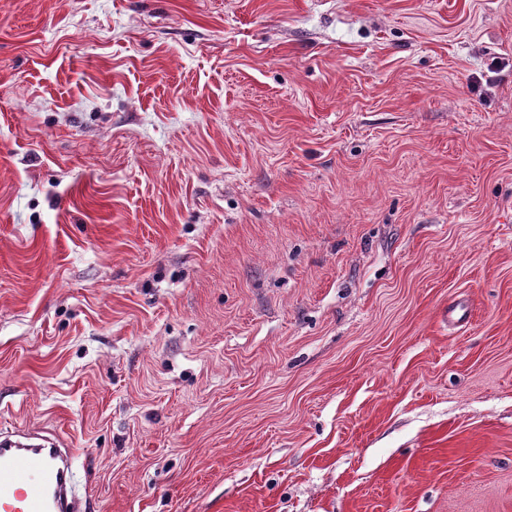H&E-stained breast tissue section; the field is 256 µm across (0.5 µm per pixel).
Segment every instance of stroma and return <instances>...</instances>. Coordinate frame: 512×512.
I'll list each match as a JSON object with an SVG mask.
<instances>
[{
    "instance_id": "obj_1",
    "label": "stroma",
    "mask_w": 512,
    "mask_h": 512,
    "mask_svg": "<svg viewBox=\"0 0 512 512\" xmlns=\"http://www.w3.org/2000/svg\"><path fill=\"white\" fill-rule=\"evenodd\" d=\"M95 512H512V0H0V431Z\"/></svg>"
}]
</instances>
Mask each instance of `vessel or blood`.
Here are the masks:
<instances>
[{
  "instance_id": "1",
  "label": "vessel or blood",
  "mask_w": 512,
  "mask_h": 512,
  "mask_svg": "<svg viewBox=\"0 0 512 512\" xmlns=\"http://www.w3.org/2000/svg\"><path fill=\"white\" fill-rule=\"evenodd\" d=\"M71 457L38 431L0 437V512H77L70 499Z\"/></svg>"
}]
</instances>
